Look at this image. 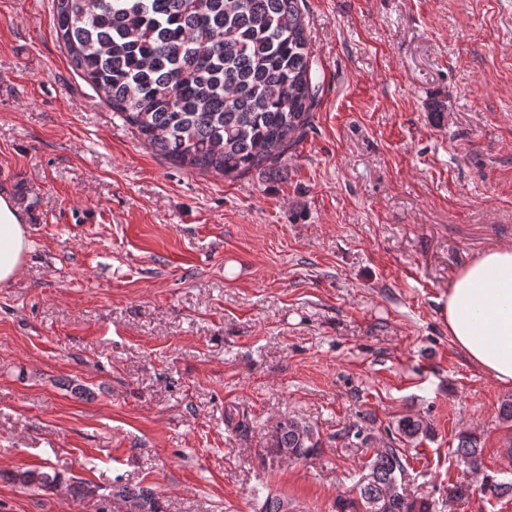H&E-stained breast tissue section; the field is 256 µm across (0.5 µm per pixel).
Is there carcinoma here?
I'll use <instances>...</instances> for the list:
<instances>
[{"label": "carcinoma", "mask_w": 512, "mask_h": 512, "mask_svg": "<svg viewBox=\"0 0 512 512\" xmlns=\"http://www.w3.org/2000/svg\"><path fill=\"white\" fill-rule=\"evenodd\" d=\"M301 0H55L54 21L69 62L113 114L164 157L197 171L237 177L284 159L312 119V50ZM413 439L420 420H400ZM321 442L312 425L284 417L272 425L260 459L298 461ZM456 457L480 471L482 449L459 436ZM353 492L336 512H432L398 487L403 462L395 448H379ZM27 489L61 482L48 466L12 473ZM74 499L96 487L66 484ZM484 493L512 495V481L486 475ZM130 512H160L147 487H112Z\"/></svg>", "instance_id": "1"}]
</instances>
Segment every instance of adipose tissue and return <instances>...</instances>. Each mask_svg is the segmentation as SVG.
<instances>
[{
  "instance_id": "adipose-tissue-1",
  "label": "adipose tissue",
  "mask_w": 512,
  "mask_h": 512,
  "mask_svg": "<svg viewBox=\"0 0 512 512\" xmlns=\"http://www.w3.org/2000/svg\"><path fill=\"white\" fill-rule=\"evenodd\" d=\"M27 226L0 195V284L15 281L27 256ZM448 334L469 360L512 386V247L488 250L463 268L441 307Z\"/></svg>"
}]
</instances>
